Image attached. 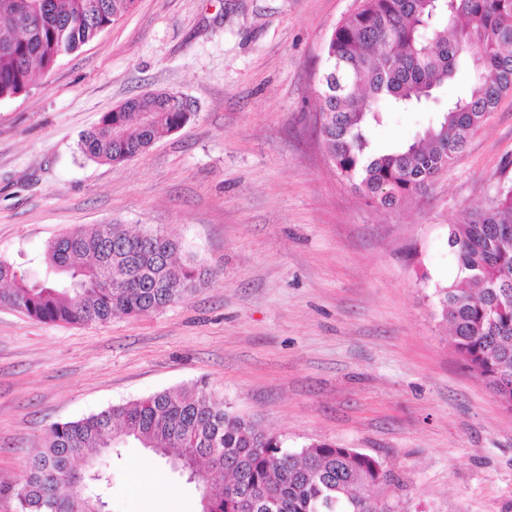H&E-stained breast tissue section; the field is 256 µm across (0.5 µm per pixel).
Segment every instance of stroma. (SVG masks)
Instances as JSON below:
<instances>
[{
	"label": "stroma",
	"instance_id": "1",
	"mask_svg": "<svg viewBox=\"0 0 512 512\" xmlns=\"http://www.w3.org/2000/svg\"><path fill=\"white\" fill-rule=\"evenodd\" d=\"M356 0H137L0 101V256L40 271L79 227H163L212 277L183 301L102 325L0 308V512L47 428L205 385L293 449L379 460L401 512H512V411L463 366L436 313L457 276L448 227L512 178V94L454 162L391 209L330 161L315 89ZM177 92L190 121L122 164L80 135L127 99ZM425 112L388 114L386 147ZM112 512H198L199 484L139 444L109 455Z\"/></svg>",
	"mask_w": 512,
	"mask_h": 512
}]
</instances>
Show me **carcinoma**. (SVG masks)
<instances>
[{
    "label": "carcinoma",
    "instance_id": "carcinoma-1",
    "mask_svg": "<svg viewBox=\"0 0 512 512\" xmlns=\"http://www.w3.org/2000/svg\"><path fill=\"white\" fill-rule=\"evenodd\" d=\"M136 0H0V101L27 92L52 69L134 9ZM463 91L444 97L448 83ZM512 93V0H359L332 31L318 79L320 134L337 172L372 203L391 208L422 191L465 149L502 97ZM176 93H146L81 134L89 160L121 163L145 153L189 117ZM430 111L412 141L380 149L372 132L386 112ZM458 275L435 288L466 369L512 411V182L492 204L448 228ZM181 243L151 227L98 224L50 241L44 276L0 258V307L42 322L105 324L182 301L209 271ZM136 441L186 471L208 466L200 512H400L375 490L394 481L354 448L310 443L298 450L258 430L197 386L163 390L78 420L56 422L30 459L16 497L21 512H84L108 503L110 483L88 452ZM95 474L72 494L75 476Z\"/></svg>",
    "mask_w": 512,
    "mask_h": 512
}]
</instances>
